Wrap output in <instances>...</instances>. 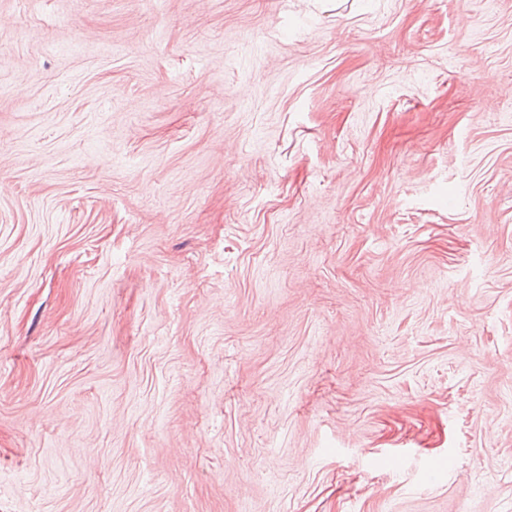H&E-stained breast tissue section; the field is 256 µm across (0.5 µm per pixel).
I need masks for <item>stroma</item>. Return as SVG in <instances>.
<instances>
[{"mask_svg":"<svg viewBox=\"0 0 512 512\" xmlns=\"http://www.w3.org/2000/svg\"><path fill=\"white\" fill-rule=\"evenodd\" d=\"M0 512H512V0H0Z\"/></svg>","mask_w":512,"mask_h":512,"instance_id":"35a3bbf8","label":"stroma"}]
</instances>
